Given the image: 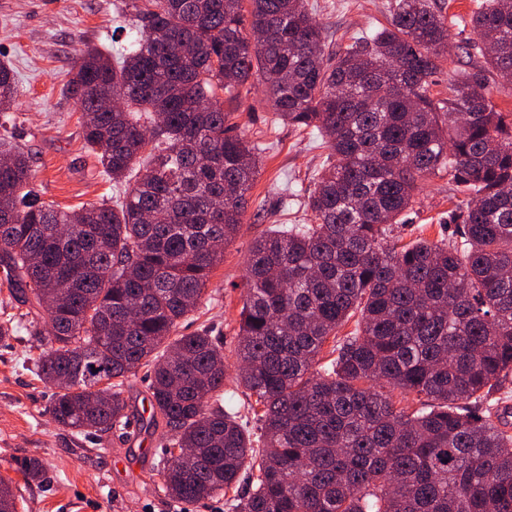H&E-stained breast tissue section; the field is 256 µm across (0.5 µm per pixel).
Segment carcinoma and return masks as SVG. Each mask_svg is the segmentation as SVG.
Listing matches in <instances>:
<instances>
[{"label":"carcinoma","mask_w":512,"mask_h":512,"mask_svg":"<svg viewBox=\"0 0 512 512\" xmlns=\"http://www.w3.org/2000/svg\"><path fill=\"white\" fill-rule=\"evenodd\" d=\"M250 10H245L244 2ZM142 34L111 59L87 48L68 82L112 205L62 211L31 188L30 157L0 141V265L25 313L50 413L85 435L125 424L128 378L150 371L159 475L184 502L232 493V512H512V434L480 409L512 374V0H480L481 64L446 99L434 0H391L390 23L338 50L308 0H145ZM264 82L275 121L318 130L329 153L312 223L254 239L238 381L260 407L258 444L224 394V337L178 331L239 232L259 148L227 133L219 93ZM112 93L122 104L104 108ZM0 62V112L15 104ZM461 204L455 239L390 241L431 177ZM356 329L313 365L351 318ZM112 394L96 391L102 378ZM420 407H400L393 391ZM175 448H187L176 456ZM28 481L43 462L25 460ZM248 489L239 492L241 482ZM0 512H17L0 478Z\"/></svg>","instance_id":"carcinoma-1"}]
</instances>
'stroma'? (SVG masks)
Listing matches in <instances>:
<instances>
[{
  "instance_id": "35a3bbf8",
  "label": "stroma",
  "mask_w": 512,
  "mask_h": 512,
  "mask_svg": "<svg viewBox=\"0 0 512 512\" xmlns=\"http://www.w3.org/2000/svg\"><path fill=\"white\" fill-rule=\"evenodd\" d=\"M317 21L336 45L387 22L389 0H310ZM133 0H0V61L9 64L18 97L0 136L27 152L38 197L64 209L112 200V182L82 137L81 112L67 90L82 49L95 46L118 54L136 38L139 22ZM475 0H447L450 44L455 61L432 79L435 96L447 97L461 70L476 59L462 45L471 37ZM232 133L263 145L260 171L249 193L239 233L224 248L212 270L197 311L180 324L183 334L212 327L224 338L225 398L242 410L248 429L256 421L247 407L248 392L238 384L236 358L240 310L245 298V267L253 240L279 224H305V207L314 174L328 153L317 131L273 124V112L259 79L225 101ZM454 207L446 175L430 178L418 192L409 221L396 228L401 242L450 238ZM25 327L0 340V477L11 480L18 512H228L226 498L183 503L166 491L159 475L163 458L158 435L143 432L149 419L146 369L130 377L124 396L131 424L124 434L87 437L58 425L50 415L53 386L34 371ZM43 461L42 481L25 482V459Z\"/></svg>"
}]
</instances>
